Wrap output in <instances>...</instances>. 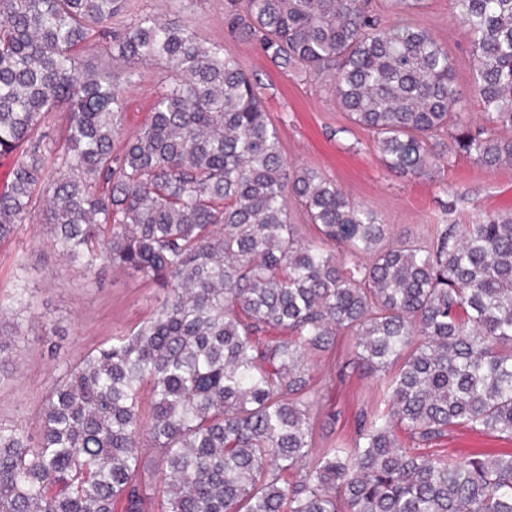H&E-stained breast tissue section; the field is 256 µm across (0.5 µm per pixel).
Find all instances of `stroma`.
<instances>
[{
	"mask_svg": "<svg viewBox=\"0 0 512 512\" xmlns=\"http://www.w3.org/2000/svg\"><path fill=\"white\" fill-rule=\"evenodd\" d=\"M137 13L180 15L192 21L200 37L231 49L244 70L259 79L270 119L276 126L283 157L290 164H308L334 179L347 194L377 212L394 231L426 241L437 219L472 224L512 210V166L477 165L460 155L429 175L402 176L379 161L371 134L352 124L333 101L324 82L283 73L252 41L232 37L224 24L227 0H132ZM448 45L457 83L469 89V44L453 18L451 0H428L419 16ZM140 79L128 90L123 107V132L140 128L161 89L162 71L143 64ZM48 226L21 225L0 242V299L15 287L28 289L30 306L20 315V336L14 337L16 370L0 379V420L22 421L39 431L40 408L51 387V374L63 371L116 334L146 321L155 311L160 291L147 280L120 270L95 276L60 258L51 248ZM344 341L314 361L319 405L336 413L335 424L320 425L316 442L346 439L363 411L379 395L383 374L356 371L339 378ZM512 441L459 430L449 436L452 456L508 452Z\"/></svg>",
	"mask_w": 512,
	"mask_h": 512,
	"instance_id": "obj_1",
	"label": "stroma"
}]
</instances>
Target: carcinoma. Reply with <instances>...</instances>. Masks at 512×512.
<instances>
[{
  "mask_svg": "<svg viewBox=\"0 0 512 512\" xmlns=\"http://www.w3.org/2000/svg\"><path fill=\"white\" fill-rule=\"evenodd\" d=\"M453 4L476 125L448 45L415 20L426 0H387L384 15L371 0H231L224 22L284 73L325 80L394 173L459 153L512 165V0ZM129 9L0 0V155L14 157L0 240L36 220L60 256L164 292L147 321L54 378L38 437L0 421V512H147L156 496L165 512H512V453L441 451L461 428L512 438V213L382 245L375 211L284 161L231 50L180 16L112 26ZM94 35L112 66L83 70L76 49ZM143 63L162 87L123 138ZM58 109L66 151L46 188L37 131ZM290 199L312 237L289 223ZM340 336L339 376L394 373L351 447L316 448L308 360Z\"/></svg>",
  "mask_w": 512,
  "mask_h": 512,
  "instance_id": "obj_1",
  "label": "carcinoma"
}]
</instances>
